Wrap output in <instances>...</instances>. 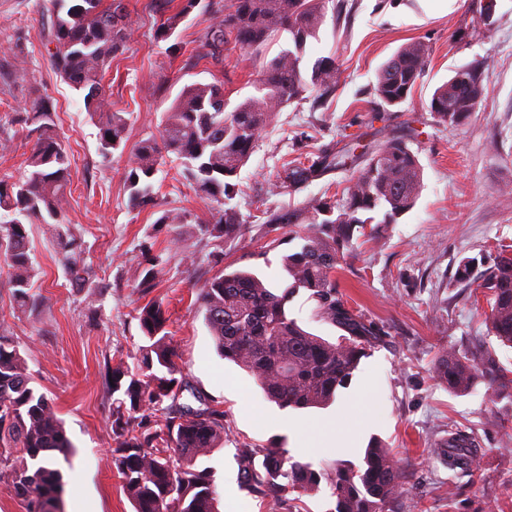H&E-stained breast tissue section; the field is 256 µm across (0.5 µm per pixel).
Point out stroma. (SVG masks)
<instances>
[{"label": "stroma", "instance_id": "stroma-1", "mask_svg": "<svg viewBox=\"0 0 512 512\" xmlns=\"http://www.w3.org/2000/svg\"><path fill=\"white\" fill-rule=\"evenodd\" d=\"M125 4L133 37L113 57L106 83L113 110L128 115L132 146L157 135L163 112L184 84H221L225 98L237 104L254 94L260 62L280 50L276 43L258 52L235 50L218 64L202 46L213 21L205 2L170 43L154 38L160 21L154 0ZM483 4L328 0L304 65L334 57L335 89L274 113L240 172L230 205L252 217L313 197L341 199L354 175L349 168L327 172L293 194L270 192L285 163L316 158L328 147L358 155L400 138L423 168L415 208L394 223L374 225L371 233L355 232L353 254L335 274L346 307L380 330L379 339L330 406L292 410L266 400L253 377L218 354L196 288L227 266L258 270L282 287V259L299 248V240L252 231L216 247L200 231L211 212L171 157L154 177L158 208L131 207L125 187L129 154L102 161L96 125L51 65V0H0V125L14 138L11 150H0V179L26 177L25 155L33 140L17 117L33 97H48L72 163L65 220L81 237L88 268L86 287H73L45 224L27 227L37 268L32 292L41 301L37 311L18 306L7 270L0 268V328L18 344L34 387L52 399L74 445L71 463L63 468L65 512H134L112 467V399L104 375L138 356L146 340L136 310L152 301L167 312L168 335L187 381L224 412L223 443L199 460L215 471L221 512H274L237 484L243 447L285 448L317 468L339 461L358 466L375 439L405 471L400 512H512V398L488 396L481 381L473 392L457 394L434 372L439 351H462L478 339L512 373V348L488 333L484 294L455 281L462 260L488 267L500 245H512V0H497L488 20ZM411 41L429 48L425 73L404 103L382 110L374 92L377 70ZM17 47L27 61L21 70L12 55ZM472 62L483 65L485 94L464 122L448 126L430 111V99L455 67ZM162 208L191 215V223L180 227V243L157 224ZM146 246L168 264L156 288L143 294L135 279ZM186 249L194 251V264L182 262ZM356 395L366 404L370 425L346 450L333 432L337 422L349 420L346 403ZM313 424L327 427V434L310 432ZM452 429L479 444L475 475H457L434 455Z\"/></svg>", "mask_w": 512, "mask_h": 512}]
</instances>
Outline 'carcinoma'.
<instances>
[{"label": "carcinoma", "instance_id": "obj_1", "mask_svg": "<svg viewBox=\"0 0 512 512\" xmlns=\"http://www.w3.org/2000/svg\"><path fill=\"white\" fill-rule=\"evenodd\" d=\"M156 27L158 41L170 39L200 0H178L173 13ZM326 0H227L213 6L214 22L205 35L207 56L221 63L229 45L258 50L288 33V45L263 63L256 94L228 108L224 88L193 82L184 85L164 113L159 138L140 142L131 152L125 184L134 208L157 206L154 177L163 154H173L181 176L210 207L212 220L202 228L217 246L245 234L248 221L227 201L234 180L251 157L260 133L273 113L336 85L333 59H317L311 71L303 60L308 40L324 22ZM56 72L82 96L87 113L98 119L99 154L107 159L127 146L128 118L110 109L104 84L112 57L124 49L133 30L124 0H53ZM428 47L413 41L402 45L377 71L375 93L383 104L403 103L422 78ZM485 93L483 71L477 65L457 67L448 81L435 88L430 111L455 127L467 119ZM17 121L32 126L35 141L25 159V181L0 180V263L21 306L30 303L37 275L26 225L36 219L53 227L57 254L70 280H85L81 242L64 221L69 203L71 159L63 145L50 102L36 97ZM365 164L344 189L339 202L310 198L301 206L263 212V235L286 234L302 241L282 261L286 284L270 287L249 270L224 271L205 280L196 302L225 360L248 372L265 397L283 409H307L329 404L345 387L365 356V344L380 332L348 309L336 293L334 273L353 249L354 230L373 222L370 213L384 211L383 223L411 211L419 198L423 169L400 138L365 150ZM354 163L348 155L322 151L311 163L285 167L273 187L297 192L336 168ZM156 223L177 228L189 215L164 209ZM167 260L149 254L138 272L136 288L147 293L157 285ZM455 280L466 288L488 293L487 316L493 336L512 347V246L500 248L497 261L480 271L470 261L459 264ZM303 288L316 302L315 316L347 333L331 343L303 329L289 316L287 304ZM149 340L136 363L123 362L109 373L112 399V465L135 512H220L213 471L194 463L224 440V411L200 395L198 407L181 402L189 390L175 349L166 332L165 310L151 302L138 313ZM437 378L457 394L474 390L478 377L497 395L512 389V378L480 345L461 352H439ZM27 363L6 330L0 331V483L5 484L24 512H64V474L57 460H68L73 445L53 402L33 385ZM451 470L474 473L480 449L465 435L448 432L435 449ZM262 457L256 464V457ZM326 481L335 497V512H394L403 494L404 473L389 449L373 444L364 465L335 463L319 470L294 459L285 448H244L239 457V487L273 505L299 501L290 497L311 493Z\"/></svg>", "mask_w": 512, "mask_h": 512}]
</instances>
